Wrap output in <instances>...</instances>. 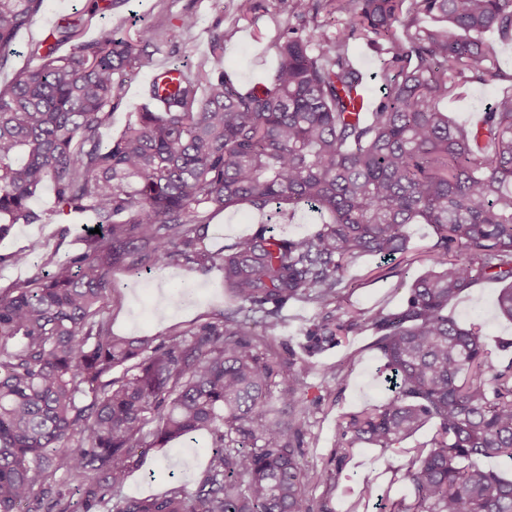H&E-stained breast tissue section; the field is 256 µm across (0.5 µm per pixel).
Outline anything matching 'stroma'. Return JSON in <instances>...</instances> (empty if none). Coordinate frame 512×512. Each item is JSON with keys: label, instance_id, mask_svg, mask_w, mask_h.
<instances>
[{"label": "stroma", "instance_id": "1", "mask_svg": "<svg viewBox=\"0 0 512 512\" xmlns=\"http://www.w3.org/2000/svg\"><path fill=\"white\" fill-rule=\"evenodd\" d=\"M257 9L248 17H239L236 0H118L112 9L96 15L86 11V0H46L41 13L22 29L13 46L8 67L0 70V86L10 84L16 72L31 63L32 54L58 25H71L84 37H91L104 25L123 34L142 28L158 31L161 39L153 48L148 62L128 79L125 97L114 111L109 125L101 128L102 142H109L127 125L133 112L145 103L144 90L157 70L164 66L189 67L210 55V34L214 25H222L225 71L234 75L242 90L265 83L276 67L273 43L281 31L296 19L288 0H256ZM190 13L196 18L188 32L178 30V19ZM42 213L39 224L13 225L10 234L0 239V255L24 249L31 241L45 244L44 254L54 261L81 254L86 249V230L80 218H66L56 212L51 187L42 188L31 202ZM320 217L306 209L284 211L278 221H266L252 207L242 204L214 215L209 224V244L218 249L232 245L239 237L265 229L275 234L291 236L313 232ZM410 238L409 251L395 260L384 262L376 257H364L349 272L353 286L340 297L344 308L397 311L404 302L403 283L428 268L427 258L438 237L427 224H411L406 228ZM112 282L115 292L107 297L114 335L136 338L167 336L173 328L183 329L209 321L229 306L223 275L218 269L188 270L178 266L166 268L164 274L136 276L123 268L114 269ZM194 285L197 298L180 309H172L168 297L175 285ZM500 285L482 281L452 302L449 312L463 324L478 323L490 351L492 362L502 354L500 340L512 339V321L500 317L495 300ZM319 308L303 301H291L281 310L282 325L267 337L260 350L288 360L303 341V332L316 322ZM376 335L369 327H361L339 345L324 348L311 357L305 377L306 394L311 399L309 425L305 434L302 463L317 473L335 472V482L310 484L308 493L325 512H380L385 502L395 501L408 492L403 479L409 451L429 444L434 424H427L402 447L381 450L366 444L356 446L351 453L338 447V423L345 415L364 406L382 404L388 392L381 372L384 361L375 348ZM351 365L338 377L324 376L326 365L342 358ZM211 439L198 433L194 441H175L166 448L150 449L137 455L136 463L126 482L115 492L110 504L94 512H114L115 502L127 498L155 495L178 482L187 491H195L203 478L210 456ZM372 474L370 489H362L364 474Z\"/></svg>", "mask_w": 512, "mask_h": 512}]
</instances>
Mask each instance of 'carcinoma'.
Segmentation results:
<instances>
[{
    "label": "carcinoma",
    "instance_id": "obj_1",
    "mask_svg": "<svg viewBox=\"0 0 512 512\" xmlns=\"http://www.w3.org/2000/svg\"><path fill=\"white\" fill-rule=\"evenodd\" d=\"M44 4L0 0V68ZM322 12L343 15L342 27L330 32ZM292 13L303 26L280 34L278 66L261 88L243 92L219 67L217 25L215 65L153 86L166 106L145 105L105 146L100 130L159 33L100 28L83 40L58 31L0 87V236L42 223L31 200L47 184L59 214L89 213L100 229L85 252L0 295V512H40L51 498L58 512H78L61 491L72 483L100 504L128 478L136 449L202 431L212 455L194 493L173 484L117 512H316L308 486L321 476L298 453L308 364L257 351L290 300L325 310L308 352L364 324L377 334L393 389L343 419L348 447L397 448L436 422L430 449L416 450L404 473L409 494L388 512H512V358L492 365L479 329L448 313L493 280L505 283L496 310L512 320V73L485 40L512 43V0H292ZM356 41L382 55L369 112L358 110ZM65 43L70 51L58 54ZM497 81L506 86L481 125L449 119L445 102ZM243 203L327 220L307 235L261 230L211 250V213ZM410 224L432 225L439 241L402 309L329 311L359 259L409 250ZM43 249L33 241L0 262L29 265ZM170 265L221 270L234 303L270 318L266 330L223 312L154 346L112 336V269ZM276 387L285 420L266 416Z\"/></svg>",
    "mask_w": 512,
    "mask_h": 512
}]
</instances>
